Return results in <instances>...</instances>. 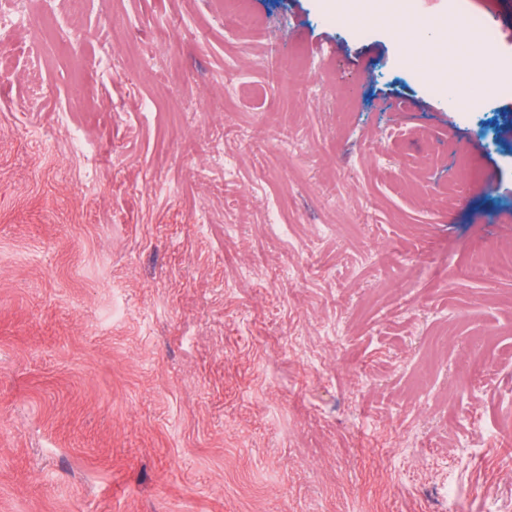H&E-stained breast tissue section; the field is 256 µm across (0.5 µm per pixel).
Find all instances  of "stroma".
<instances>
[{"label": "stroma", "mask_w": 512, "mask_h": 512, "mask_svg": "<svg viewBox=\"0 0 512 512\" xmlns=\"http://www.w3.org/2000/svg\"><path fill=\"white\" fill-rule=\"evenodd\" d=\"M469 5L508 66L452 110L324 0H0V512H512V0Z\"/></svg>", "instance_id": "stroma-1"}]
</instances>
